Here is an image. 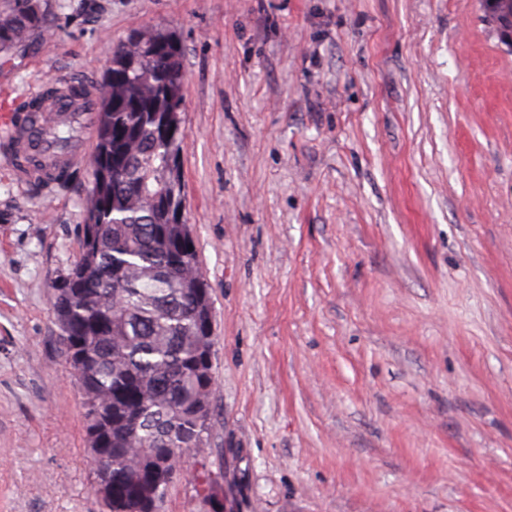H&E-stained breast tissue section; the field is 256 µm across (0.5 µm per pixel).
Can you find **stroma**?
I'll return each instance as SVG.
<instances>
[{"mask_svg":"<svg viewBox=\"0 0 512 512\" xmlns=\"http://www.w3.org/2000/svg\"><path fill=\"white\" fill-rule=\"evenodd\" d=\"M0 98L178 39L214 424L163 512H512V46L482 0H52ZM90 175L0 165V512H100L52 286Z\"/></svg>","mask_w":512,"mask_h":512,"instance_id":"stroma-1","label":"stroma"}]
</instances>
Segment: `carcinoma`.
Instances as JSON below:
<instances>
[{
    "label": "carcinoma",
    "instance_id": "carcinoma-1",
    "mask_svg": "<svg viewBox=\"0 0 512 512\" xmlns=\"http://www.w3.org/2000/svg\"><path fill=\"white\" fill-rule=\"evenodd\" d=\"M49 0H0V59L48 30ZM183 71L175 36L134 29L112 53L92 97L85 86L45 89L43 102L88 104L97 144L89 161L81 251L53 286V307L66 364L75 373L92 458V475L112 466L116 487L102 512H149L169 485L133 496L131 484L163 465L182 470L190 449L210 435L214 393L212 332L197 320L209 288L197 249L168 244L176 228L164 195L184 197L164 162L180 156L185 130L164 131L182 114Z\"/></svg>",
    "mask_w": 512,
    "mask_h": 512
}]
</instances>
